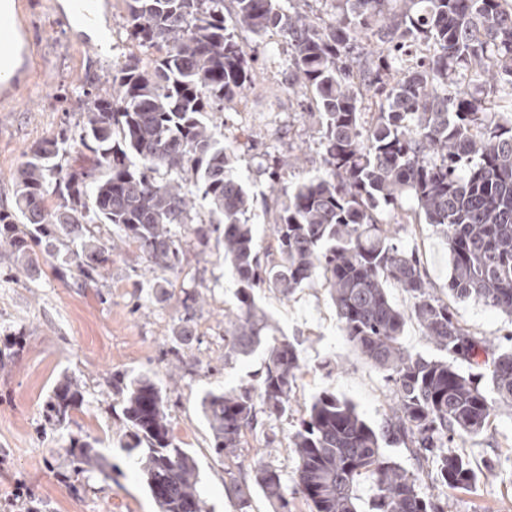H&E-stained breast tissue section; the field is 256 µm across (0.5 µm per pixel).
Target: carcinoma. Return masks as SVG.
I'll list each match as a JSON object with an SVG mask.
<instances>
[{
	"instance_id": "carcinoma-1",
	"label": "carcinoma",
	"mask_w": 512,
	"mask_h": 512,
	"mask_svg": "<svg viewBox=\"0 0 512 512\" xmlns=\"http://www.w3.org/2000/svg\"><path fill=\"white\" fill-rule=\"evenodd\" d=\"M231 2L226 17L224 0H124L128 37L152 58L129 55L113 69L112 95L84 109L79 143L92 168L57 162L61 132L34 146L17 172L14 206L0 208V250L27 279L37 254L57 260L59 244L70 243L62 265L88 288L127 244L148 268L175 272L189 247L177 225H193L201 245L215 242L238 284L224 348L244 356L264 348L256 382L200 399L211 448L230 466L240 464L259 416L290 411L303 368L299 343L265 342L274 326L254 290L287 297L323 279L344 336L392 385L394 402L374 426L333 392L315 397L289 436L292 495L309 512H448V499L419 494L424 465L432 463L446 491L476 483L470 460L448 452V438L477 437L497 407L512 406V346L490 349L459 323L382 215L412 201L447 238L448 294L512 316V0H324L325 20L287 11L281 0ZM240 30L286 40L288 89L313 95L321 119L324 172L288 188L269 174V192L284 197L270 225L275 259L258 249L249 224L256 200L215 121L254 80ZM407 42L433 53L411 61ZM466 71L481 82L463 85ZM189 183L198 194L185 191ZM102 224L113 227L106 239ZM392 285L408 294L409 310L390 301ZM200 300L197 292L182 300L177 352L190 349L187 323ZM409 321L443 355L409 352L401 342ZM462 363L480 372L466 374ZM112 390L127 426L119 447L137 457L158 512H208L195 457L172 433L166 392L146 373L114 376ZM84 400L64 374L47 417L65 428ZM387 446L409 449L416 468ZM67 453L77 472L112 478L93 442L71 436ZM365 478L374 494L363 511L356 488ZM255 489L272 512H293L281 472L261 457L251 482L233 486L239 512H248Z\"/></svg>"
}]
</instances>
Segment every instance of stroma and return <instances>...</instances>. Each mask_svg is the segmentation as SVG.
I'll return each instance as SVG.
<instances>
[{"label":"stroma","mask_w":512,"mask_h":512,"mask_svg":"<svg viewBox=\"0 0 512 512\" xmlns=\"http://www.w3.org/2000/svg\"><path fill=\"white\" fill-rule=\"evenodd\" d=\"M17 15L18 61L6 94H0V206L5 207L13 204L15 176L26 153L60 128L72 135L60 157L63 166L91 168L77 140L81 112L92 95L111 92L112 68L131 49L122 0L99 2L96 15L107 34L103 43L81 32L58 0H20ZM288 64L284 39L267 36L256 54L254 90L217 120L225 146L237 157L241 183L257 200L252 222L265 247L271 243L266 226L280 205L268 194L267 157L288 159L282 171L286 185L323 171L319 117L303 111L289 93ZM299 153L304 159L297 164L293 158ZM387 222L401 245L417 254L434 293L447 300L465 328L493 342L512 333V317L449 297L448 244L439 230L412 216L407 206L388 215ZM40 267L41 275L16 280L12 257L0 251V350L9 354L0 370V512H157L139 465L118 446L124 428L110 381L116 372H145L167 382L175 359L170 330L183 313L176 294L184 289L204 298L192 330L195 347L212 362L205 367L185 356L184 377L168 392L173 433L198 462L210 512H238L230 482L249 479L256 451L244 449V469L228 473L211 448L199 400L205 391L249 381L260 371L262 356L224 351V315L237 309V285L215 248H190L169 276L174 299L155 304L149 300L154 275L132 246L113 255L105 278L91 288L73 287L71 277L56 273L48 262ZM254 299L271 318L275 337L298 340L301 349L304 373L291 410L265 427L276 440L270 460L289 485L296 459L288 435L316 395L335 392L376 424L393 394L382 373L347 342L322 279L286 298L261 288ZM327 360L333 371L322 370ZM65 374L80 382L85 403L72 413L68 428L57 429L49 424L44 404L52 384ZM73 434L98 439L113 465L110 479L71 471L66 448ZM448 449L468 457L478 473L470 491L450 493L449 512H512L511 407L496 410L487 432L454 439Z\"/></svg>","instance_id":"stroma-1"}]
</instances>
